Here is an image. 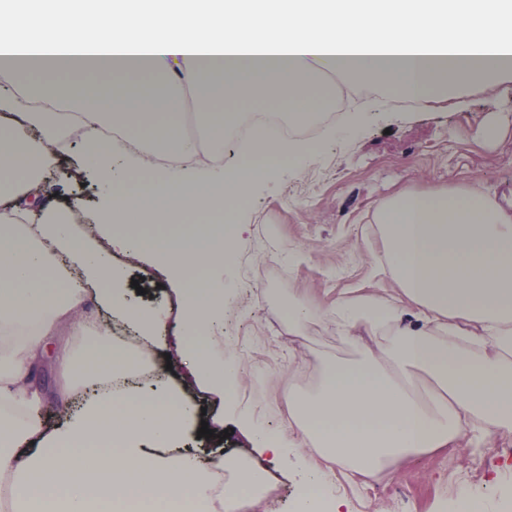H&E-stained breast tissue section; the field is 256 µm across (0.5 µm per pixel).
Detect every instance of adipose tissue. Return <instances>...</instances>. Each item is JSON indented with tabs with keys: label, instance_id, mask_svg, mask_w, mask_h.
<instances>
[{
	"label": "adipose tissue",
	"instance_id": "obj_1",
	"mask_svg": "<svg viewBox=\"0 0 512 512\" xmlns=\"http://www.w3.org/2000/svg\"><path fill=\"white\" fill-rule=\"evenodd\" d=\"M0 501L11 512H244L258 471L227 484L214 462L179 451L197 412L173 394L107 388L139 355L115 347L108 326L82 308V284L104 281L98 302L145 342L163 333L162 312L128 307L110 253L75 247L67 224H35L44 156L81 131L98 178L112 191L99 213L111 250L153 251L181 284V315L193 346L182 359L197 380L229 395L233 367L211 359L220 288L202 273L230 248L232 226L190 224L201 201L244 202L278 166L308 150L258 129L237 162L215 166L226 127L251 122L271 102L289 124L331 107L341 74L392 108L433 102L512 74V0H0ZM115 91L106 93L102 79ZM72 103L61 110L59 92ZM208 134L159 145L154 129L178 124L183 92ZM119 128L126 147L103 149ZM186 225L168 239L113 232L115 216ZM393 295L338 300L336 331L356 361L325 360L314 391L288 394L292 418L256 449L280 457L305 444L322 460L306 489L329 496V475L376 474L429 451L512 434V203L473 189L402 192L374 213ZM83 338L81 354L57 347L64 373L98 383L60 426L38 419L44 392L33 377L61 327Z\"/></svg>",
	"mask_w": 512,
	"mask_h": 512
}]
</instances>
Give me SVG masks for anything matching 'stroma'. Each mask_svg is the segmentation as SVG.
<instances>
[{
  "label": "stroma",
  "instance_id": "1",
  "mask_svg": "<svg viewBox=\"0 0 512 512\" xmlns=\"http://www.w3.org/2000/svg\"><path fill=\"white\" fill-rule=\"evenodd\" d=\"M359 113L358 125L348 118ZM316 151L274 170L251 191L226 223L239 225L224 255V315L209 343L213 358L236 372L233 403L204 388L184 386L187 371L168 365L173 338L169 327L147 351L155 387L180 390L205 412L220 419L226 439L201 438L189 430L188 448H223L225 456L245 458L278 481L283 493L265 512H294L304 485V465L317 461L312 449L281 458H253L250 439L240 430L250 420L256 430L278 435L288 429V392L310 389L325 357L353 358L354 347L336 332L325 314L302 334L290 333L288 309L314 304L327 311L337 298L390 292L382 273L383 244L372 221L376 208L400 191L436 187L474 189L512 200V76L494 91L476 86L442 102L383 110L373 95L345 99L335 121L316 126ZM82 135L71 138L64 159L67 174L47 182L43 207L57 209L64 198L81 196L85 221L98 217L102 193L98 178L83 163ZM127 279V299L141 307L171 309L172 285L157 267L153 252L117 258ZM36 380L47 398L39 410L49 427L63 423L75 402L58 395L53 356L38 365ZM477 494V512H512V435L479 446L443 448L374 476L336 480L342 512H454L464 491Z\"/></svg>",
  "mask_w": 512,
  "mask_h": 512
}]
</instances>
